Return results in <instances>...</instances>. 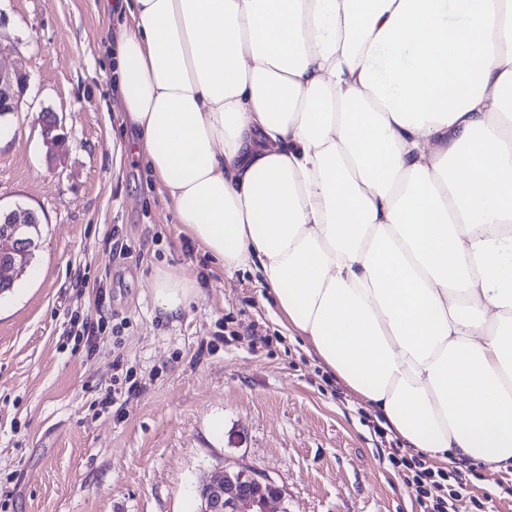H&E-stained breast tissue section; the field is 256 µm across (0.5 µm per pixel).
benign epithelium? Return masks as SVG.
Segmentation results:
<instances>
[{"instance_id":"1","label":"benign epithelium","mask_w":512,"mask_h":512,"mask_svg":"<svg viewBox=\"0 0 512 512\" xmlns=\"http://www.w3.org/2000/svg\"><path fill=\"white\" fill-rule=\"evenodd\" d=\"M28 84L27 75L0 69V112H14L18 108ZM199 512H269L268 505L282 499V493L267 494L237 481V470L224 472L200 491Z\"/></svg>"}]
</instances>
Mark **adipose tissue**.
Returning <instances> with one entry per match:
<instances>
[{
  "label": "adipose tissue",
  "instance_id": "1",
  "mask_svg": "<svg viewBox=\"0 0 512 512\" xmlns=\"http://www.w3.org/2000/svg\"><path fill=\"white\" fill-rule=\"evenodd\" d=\"M124 12L117 105L182 233L421 454L511 469L512 0Z\"/></svg>",
  "mask_w": 512,
  "mask_h": 512
}]
</instances>
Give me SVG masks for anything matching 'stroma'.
I'll list each match as a JSON object with an SVG mask.
<instances>
[{"label": "stroma", "mask_w": 512, "mask_h": 512, "mask_svg": "<svg viewBox=\"0 0 512 512\" xmlns=\"http://www.w3.org/2000/svg\"><path fill=\"white\" fill-rule=\"evenodd\" d=\"M124 22L100 0H0V67L30 77L0 115V207L42 224L30 272L0 294V512H198L226 467L272 479L271 512H423L405 480L419 452L378 433L383 416L288 333L252 275L225 274L181 232L143 158L119 153L131 134L102 45ZM46 112L65 137L51 162ZM161 270L198 285L173 318L154 304ZM129 371L139 392L102 407ZM471 469L459 512H512V474Z\"/></svg>", "instance_id": "1"}]
</instances>
